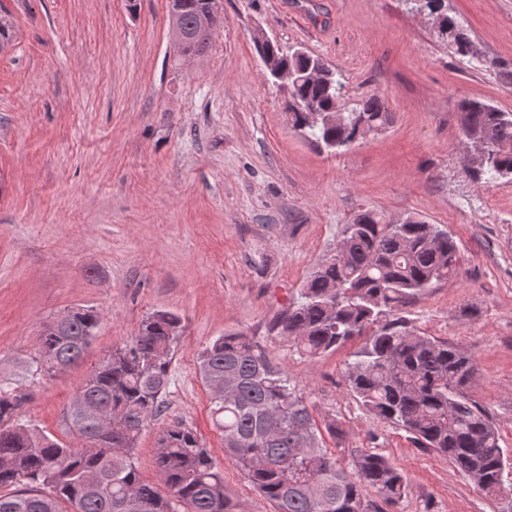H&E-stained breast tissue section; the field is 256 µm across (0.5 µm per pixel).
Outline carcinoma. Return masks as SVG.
<instances>
[{"mask_svg":"<svg viewBox=\"0 0 512 512\" xmlns=\"http://www.w3.org/2000/svg\"><path fill=\"white\" fill-rule=\"evenodd\" d=\"M411 5L437 13L435 36L459 60L479 59L446 0ZM206 7L207 0H171L170 10L193 31L189 55L203 52L211 39L210 32H196ZM258 51L291 75L294 127L325 148L337 153L388 123L378 98L345 111L341 78L331 84L307 78L318 66L329 70L321 59L273 42ZM311 109L321 113L314 126L308 124ZM458 110L462 137L472 145V183L512 179V112L468 98ZM460 268L459 247L439 225L416 215L394 222L362 211L345 226L334 254L306 280L301 300L274 320L270 332L307 356L365 337L346 363L347 391L374 416L405 431L415 447L448 458L477 490L493 495L512 473V451L500 446L489 411L464 393L474 358L416 332L404 316L419 293L457 277ZM99 320L98 312L82 307L54 318L39 335L37 356L21 364L17 378L0 379V512H231L224 467L186 424L168 425L157 440L163 489L142 481L134 461L139 434L164 408L184 332L174 313L147 316L84 380L67 410L77 443L54 440L20 418V377L75 364ZM199 368L224 453L274 512H385L384 506L405 497L406 474L388 457L361 448L346 465L324 445L309 405L264 345L241 333L224 334L200 353Z\"/></svg>","mask_w":512,"mask_h":512,"instance_id":"carcinoma-1","label":"carcinoma"}]
</instances>
